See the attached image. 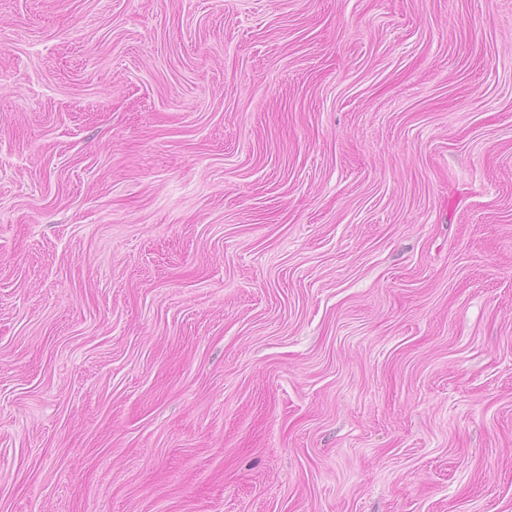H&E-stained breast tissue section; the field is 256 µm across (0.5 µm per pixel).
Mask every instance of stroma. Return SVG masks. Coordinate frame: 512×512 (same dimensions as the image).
<instances>
[{"mask_svg": "<svg viewBox=\"0 0 512 512\" xmlns=\"http://www.w3.org/2000/svg\"><path fill=\"white\" fill-rule=\"evenodd\" d=\"M0 512H512V0H0Z\"/></svg>", "mask_w": 512, "mask_h": 512, "instance_id": "1", "label": "stroma"}]
</instances>
